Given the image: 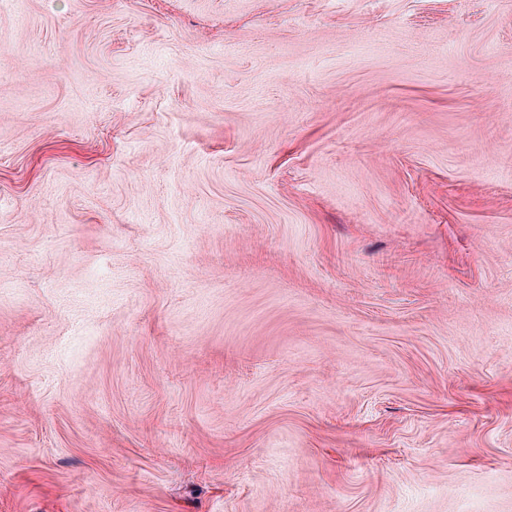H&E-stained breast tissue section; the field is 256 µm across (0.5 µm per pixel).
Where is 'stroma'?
Here are the masks:
<instances>
[{
    "label": "stroma",
    "mask_w": 512,
    "mask_h": 512,
    "mask_svg": "<svg viewBox=\"0 0 512 512\" xmlns=\"http://www.w3.org/2000/svg\"><path fill=\"white\" fill-rule=\"evenodd\" d=\"M0 512H512V0H0Z\"/></svg>",
    "instance_id": "35a3bbf8"
}]
</instances>
